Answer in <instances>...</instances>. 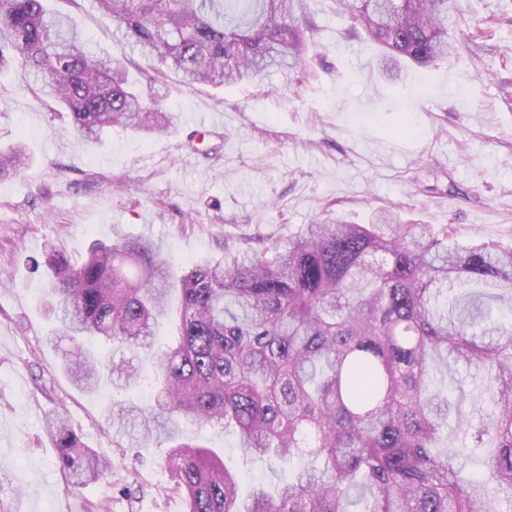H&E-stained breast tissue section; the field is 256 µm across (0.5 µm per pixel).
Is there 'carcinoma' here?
<instances>
[{
	"label": "carcinoma",
	"mask_w": 512,
	"mask_h": 512,
	"mask_svg": "<svg viewBox=\"0 0 512 512\" xmlns=\"http://www.w3.org/2000/svg\"><path fill=\"white\" fill-rule=\"evenodd\" d=\"M120 50L154 66L136 87L119 58L95 56L73 17L46 0H0V72L20 67L36 97L54 101L72 130L99 140L109 130L155 135L177 127L156 85L173 73L190 88L223 86L305 62L311 27L304 0H95ZM382 50L383 70L432 66L466 47L452 33L451 0H336ZM28 159L23 145L0 151V180ZM65 369L87 389L100 369L112 387L139 385L138 352L153 355L147 408L121 403V423L140 417V446L170 443L166 467L186 512H491L493 487L512 498V248L461 244L448 228L379 208L366 224L327 217L255 246L224 248L176 270L142 236L93 241L73 264L55 246L43 260ZM178 301L179 335L157 347L160 322ZM96 337L132 359L86 352ZM460 362L481 372L483 471L464 470V449L442 446ZM238 431L257 460L308 464L275 493L240 494L212 448L184 440L182 421ZM46 433L70 482L112 474L67 421Z\"/></svg>",
	"instance_id": "1"
}]
</instances>
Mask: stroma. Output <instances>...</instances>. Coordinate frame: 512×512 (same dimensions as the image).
I'll list each match as a JSON object with an SVG mask.
<instances>
[{
  "label": "stroma",
  "mask_w": 512,
  "mask_h": 512,
  "mask_svg": "<svg viewBox=\"0 0 512 512\" xmlns=\"http://www.w3.org/2000/svg\"><path fill=\"white\" fill-rule=\"evenodd\" d=\"M469 47L434 67L379 66L380 48L350 37L335 0H306L314 28L307 67L248 84L161 85L176 131L119 129L102 140L68 131L66 115L0 74V148L24 141L30 160L0 181V506L5 512H186L164 468L166 444L138 448L112 425L123 392L79 389L48 342L43 273L29 260L53 243L80 260L114 233L151 237L178 270L219 257L225 242L286 236L312 219L367 223L385 207L449 227L463 243L512 246V0H458ZM71 14L90 51L117 54L93 0H50ZM202 115L222 119L192 136ZM61 412L88 447L112 461L109 481L71 485L44 430ZM185 436L237 457L243 491L277 484L280 468L237 456L220 426Z\"/></svg>",
  "instance_id": "obj_1"
}]
</instances>
